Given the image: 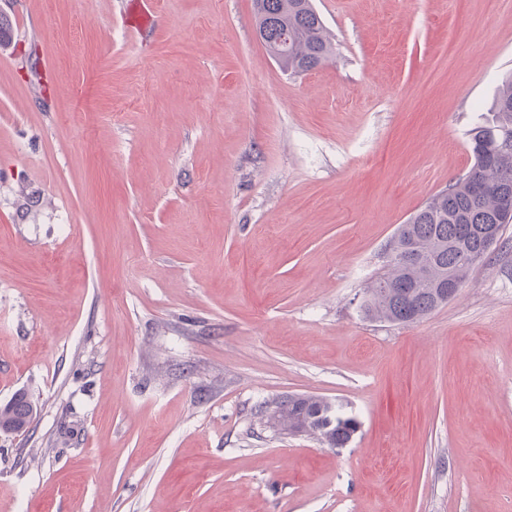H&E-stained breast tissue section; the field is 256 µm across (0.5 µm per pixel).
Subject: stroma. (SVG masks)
Here are the masks:
<instances>
[{
	"mask_svg": "<svg viewBox=\"0 0 512 512\" xmlns=\"http://www.w3.org/2000/svg\"><path fill=\"white\" fill-rule=\"evenodd\" d=\"M284 71L253 0H0V512H505L512 224L419 322L366 318L464 178L512 0H313ZM349 404L343 448L260 406ZM256 32L263 44L275 43L288 29L289 43L285 52L270 54L291 73L310 71L327 62L333 47L326 27L312 0H254ZM33 414V407L24 394L16 395L8 404L0 407V426L27 425Z\"/></svg>",
	"mask_w": 512,
	"mask_h": 512,
	"instance_id": "stroma-1",
	"label": "stroma"
}]
</instances>
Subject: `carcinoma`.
Here are the masks:
<instances>
[{
	"instance_id": "cac0c4a2",
	"label": "carcinoma",
	"mask_w": 512,
	"mask_h": 512,
	"mask_svg": "<svg viewBox=\"0 0 512 512\" xmlns=\"http://www.w3.org/2000/svg\"><path fill=\"white\" fill-rule=\"evenodd\" d=\"M256 32L265 44L288 32L287 55L281 67L292 73L310 71L327 62L333 47L312 0H254ZM491 118L471 137L473 164L468 174L427 201L394 236L392 246L411 248L404 263H390L388 272L367 289L364 314L372 319L412 324L446 304L448 279L464 280L471 266L466 252L480 248L478 224H499L502 200L512 196V158L502 163L494 145L512 151V77L505 79L490 109ZM279 430L306 426L332 448H343L358 430L356 418L339 402L326 398L288 397L273 401ZM33 407L16 395L0 407V425L29 424Z\"/></svg>"
}]
</instances>
